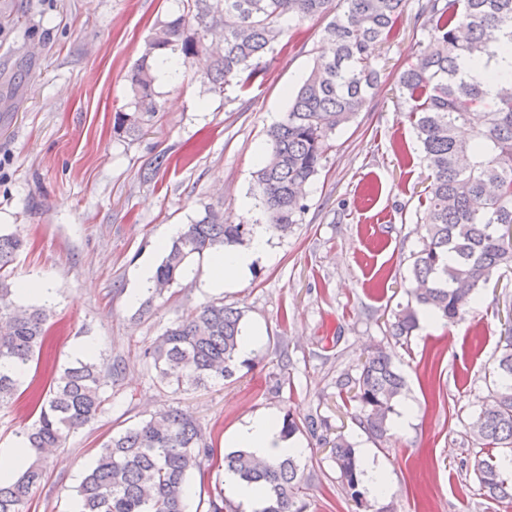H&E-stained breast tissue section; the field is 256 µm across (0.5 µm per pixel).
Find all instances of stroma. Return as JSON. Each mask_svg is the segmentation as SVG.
I'll return each instance as SVG.
<instances>
[{
  "mask_svg": "<svg viewBox=\"0 0 512 512\" xmlns=\"http://www.w3.org/2000/svg\"><path fill=\"white\" fill-rule=\"evenodd\" d=\"M177 0H0V231L27 245L14 275L53 288V326L0 406V448L14 445L34 403L83 344L122 372L102 414L44 457L45 477L25 512H75V489L101 444L117 432L180 407L224 455V439L250 415L315 416L301 448L299 497L306 512H357L321 438L343 433L387 491L369 497L385 512H512L480 496L468 423L495 377L502 352L499 310L512 304V270L480 290V303L454 323H422L393 359L407 381V427L375 443L354 404L336 388L363 352L382 343L387 320L407 304L412 255L421 247L428 171L403 115L397 73L416 59L424 33L407 8L399 33L375 48L382 83L307 189V209L287 234L270 232L273 260L258 261L240 285L204 288L193 263L168 292H130L144 262L160 264L159 243L206 207L229 222L263 229L252 193L266 131L288 110V94L327 51L322 23L290 25L247 89L210 92L204 64L156 83L160 110L134 138L113 128L130 109L127 75L155 26ZM241 308L257 337L233 378L177 391L161 385L143 352L172 321L209 301Z\"/></svg>",
  "mask_w": 512,
  "mask_h": 512,
  "instance_id": "obj_1",
  "label": "stroma"
}]
</instances>
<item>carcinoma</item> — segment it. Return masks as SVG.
I'll list each match as a JSON object with an SVG mask.
<instances>
[{
    "mask_svg": "<svg viewBox=\"0 0 512 512\" xmlns=\"http://www.w3.org/2000/svg\"><path fill=\"white\" fill-rule=\"evenodd\" d=\"M409 0H179V13L162 21L145 43L129 75L134 111L118 112L114 129L135 137L159 111L152 61L177 56L187 65L204 54L209 91L222 93L253 83L263 57L286 34L285 23L326 21L323 37L336 46L320 56L302 85L291 93L288 112L267 132V151L254 173L252 195L269 228L286 232L305 212L306 186L334 148L332 136L362 111L380 82L371 58L373 45L392 40ZM416 16L425 34L416 62L397 75L406 118L420 142L430 174L421 205L422 248L413 254L411 302L385 323L384 338L408 343L420 307L437 321L454 323L478 302V291L494 273L512 268V69L497 68L502 44L512 46V0H417ZM493 112H472L485 98ZM467 124L471 136L455 135ZM250 224H229L224 213L205 209L185 225L166 249L151 296H161L205 252L244 245ZM24 247L15 233H0V364L27 366L46 333L47 308H14L18 286L13 263ZM244 311L222 301L201 305L170 323L144 351L159 382L182 388L208 380L224 381L246 365L239 358ZM493 389L497 400L472 415L469 423L473 473L482 495L512 503V483L501 459L512 455V327L504 329ZM111 371L96 357L76 359L54 379L38 419L22 435L36 452L12 481L0 482V512H23L44 477L41 453L58 448L69 434L96 421ZM358 411L357 420L374 441L392 437V415L406 380L392 355L375 346L336 380ZM19 382L0 371V405L12 402ZM312 418L287 414L281 433L292 438ZM347 497L368 507L363 463L342 434L324 441ZM214 456L196 418L169 408L128 427L99 449L94 465L76 487L79 512H186V491L194 473L204 474ZM224 470L265 497L259 512H306L299 501L300 450L288 449L261 461L243 449L224 455Z\"/></svg>",
    "mask_w": 512,
    "mask_h": 512,
    "instance_id": "cac0c4a2",
    "label": "carcinoma"
}]
</instances>
